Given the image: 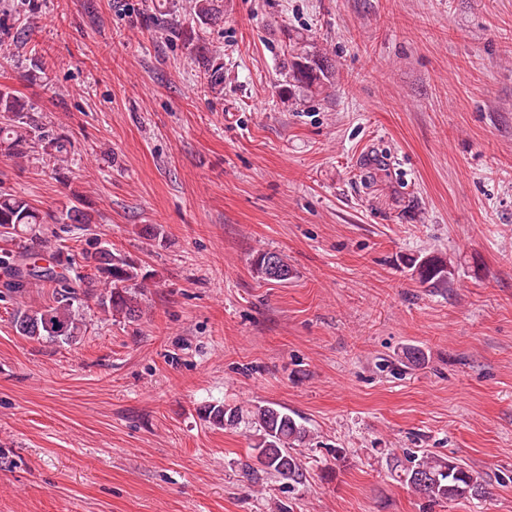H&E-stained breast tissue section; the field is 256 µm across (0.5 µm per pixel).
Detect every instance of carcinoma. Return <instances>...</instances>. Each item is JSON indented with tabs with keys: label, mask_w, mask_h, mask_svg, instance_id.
Returning <instances> with one entry per match:
<instances>
[{
	"label": "carcinoma",
	"mask_w": 512,
	"mask_h": 512,
	"mask_svg": "<svg viewBox=\"0 0 512 512\" xmlns=\"http://www.w3.org/2000/svg\"><path fill=\"white\" fill-rule=\"evenodd\" d=\"M194 15L202 25L216 26L223 22L224 11L218 0H194ZM154 23L190 43L200 38L195 26L169 25L156 18ZM204 79L212 86L224 80V64L215 57H200ZM332 74L327 59L314 54L306 46H292L287 60V75L293 86L313 92L324 88ZM34 104L20 98L15 91L0 88V150L17 159L30 157L35 145L45 143L48 162L67 161L72 142L67 136L51 135L35 123L27 113ZM61 224H92L94 215L83 198L74 193L60 202L56 211L45 214L19 194L0 193V238L14 243V248L0 250V267L9 279L0 284L8 293L22 295L37 281L52 289L53 302L20 308L13 317L16 332L33 341L71 342L83 333L82 308L90 299H97L100 308L115 317L136 321L141 315V295L150 286L151 274L130 256L112 250V245L98 241L80 257L66 261L55 259L61 271L39 265L42 255L32 250L25 238L41 233L46 218ZM21 258L33 272L24 273L14 266ZM253 275L266 282L285 283L294 270L279 252L260 250L251 259ZM419 283L429 288L450 287L454 283L447 260L425 257L414 263ZM201 416L211 425L233 429L242 421L252 428L250 460L245 468L259 477L266 475L284 481L292 492L307 481V468L296 449L310 439V430L288 408L273 402H259L245 408L226 404L201 408ZM391 476L412 493L430 504L450 503L459 499L478 498L485 493L483 473L460 463L452 455H437L422 449H408L403 457L393 456L387 462Z\"/></svg>",
	"instance_id": "obj_1"
}]
</instances>
